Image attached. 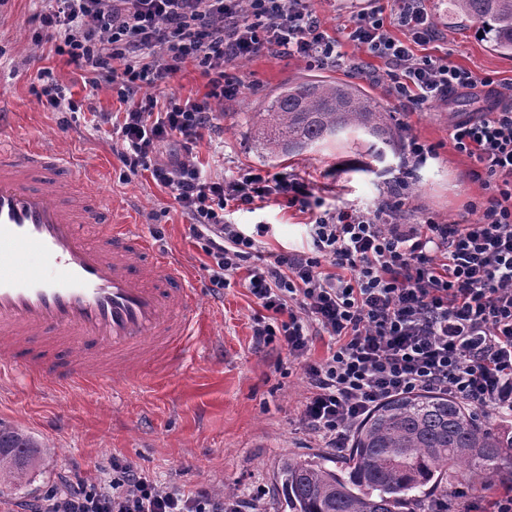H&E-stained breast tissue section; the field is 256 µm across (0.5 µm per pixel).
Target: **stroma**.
Returning <instances> with one entry per match:
<instances>
[{"label": "stroma", "mask_w": 512, "mask_h": 512, "mask_svg": "<svg viewBox=\"0 0 512 512\" xmlns=\"http://www.w3.org/2000/svg\"><path fill=\"white\" fill-rule=\"evenodd\" d=\"M439 32L438 40L418 52L472 71L479 76L512 79V58L492 52L475 27L450 22V0H423ZM314 7L329 33L341 36L348 21L374 7L391 13L394 0H316ZM37 0H0V108L8 118L0 134L17 146H43L70 157L75 168L94 173L95 192L111 197L116 217L141 225L152 245L173 254L191 273L209 309L204 336L188 348L180 368L156 362L135 384L117 382L111 390L53 387L20 374L0 377V420L44 440L53 451L37 466L32 482L19 491L0 493V512H22L49 487L60 485L64 471L80 463L94 472L112 455L136 463L164 484L187 491L200 486L232 493L260 489V512H288L278 470L284 458L319 456L335 460L338 451L309 435L300 420L307 395L299 366L289 363L285 350L272 343L255 349L252 323L262 309L246 288L236 285L213 292L201 268L206 257L192 236L190 220L169 189L157 185L149 172L119 178L117 153L121 142L111 127L96 128L93 114L119 111L111 85H92V72L68 57L43 56L33 39ZM342 58L313 67L274 51H262L235 71L244 88L231 102L217 101V132L199 145L203 171L230 177L247 171L296 175L314 184L325 206L371 207L381 200L386 184L403 159L402 150L384 161L366 152L334 143L321 150L271 162L262 157L252 130L253 115L275 91L304 75L318 74L364 86L381 100L394 123L410 126L420 138L436 144V158L418 168L412 181L405 216L427 212L457 220L478 184L466 173L472 162L448 144L454 113L478 112L483 104L461 97L454 107L440 103L423 110L403 108L384 79L382 60L343 42ZM49 68L65 85L78 111H58L43 105L40 68ZM211 76L187 62L171 79L156 83L158 101L202 99ZM233 219L245 228L264 222L271 231L268 250L302 247L308 218L276 206L237 212Z\"/></svg>", "instance_id": "1"}]
</instances>
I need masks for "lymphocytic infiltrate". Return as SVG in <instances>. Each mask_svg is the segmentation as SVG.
<instances>
[{"label": "lymphocytic infiltrate", "instance_id": "1", "mask_svg": "<svg viewBox=\"0 0 512 512\" xmlns=\"http://www.w3.org/2000/svg\"><path fill=\"white\" fill-rule=\"evenodd\" d=\"M421 2L399 0L390 16L379 8L358 14L344 39L384 61L408 109L463 93L486 100V109L448 127L451 148L474 163L468 180L483 191L458 222L403 217L413 168L437 155L415 134L404 139L395 187L381 204L316 212L303 178L203 174L197 146L218 124L211 101L159 108L143 94L190 60L213 73V99L227 102L242 84L226 79V67L261 51L313 66L335 62L344 39L327 33L312 0H41L37 16L38 42L118 86L124 111L95 113V122L115 124L123 167L149 172L190 217L212 287L240 281L257 300L263 313L254 319V345L279 343L299 365L308 388L301 421L329 448L345 447L376 405L404 393H444L512 421V85L417 56L415 47L439 37ZM394 26L405 39L391 35ZM169 141L178 153L159 159L158 145ZM268 203L311 213L309 247L264 254L268 227L249 234L229 219ZM319 339L327 351L315 359ZM258 498L207 487L188 493L115 455L94 477L68 470L63 487L47 489L28 512H254Z\"/></svg>", "mask_w": 512, "mask_h": 512}]
</instances>
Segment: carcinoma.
Returning <instances> with one entry per match:
<instances>
[{"label": "carcinoma", "mask_w": 512, "mask_h": 512, "mask_svg": "<svg viewBox=\"0 0 512 512\" xmlns=\"http://www.w3.org/2000/svg\"><path fill=\"white\" fill-rule=\"evenodd\" d=\"M459 22H470L491 51L512 58V0H452ZM262 155L316 151L352 138L382 158L402 131L387 107L361 85L314 75L290 82L255 115ZM49 450L0 420V489L30 480ZM475 490L512 485V435L485 425L478 412L445 394L423 391L380 402L353 431L341 465L286 459L280 481L289 512H415L432 492L448 494L445 475Z\"/></svg>", "instance_id": "carcinoma-1"}]
</instances>
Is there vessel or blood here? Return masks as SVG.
<instances>
[{
  "label": "vessel or blood",
  "mask_w": 512,
  "mask_h": 512,
  "mask_svg": "<svg viewBox=\"0 0 512 512\" xmlns=\"http://www.w3.org/2000/svg\"><path fill=\"white\" fill-rule=\"evenodd\" d=\"M69 166L0 139V373L105 390L144 379L158 357L178 367L203 330L198 288L140 225L113 223L87 175L53 181ZM99 222L108 229L93 245L81 227ZM57 341L69 358L49 354Z\"/></svg>",
  "instance_id": "1"
}]
</instances>
